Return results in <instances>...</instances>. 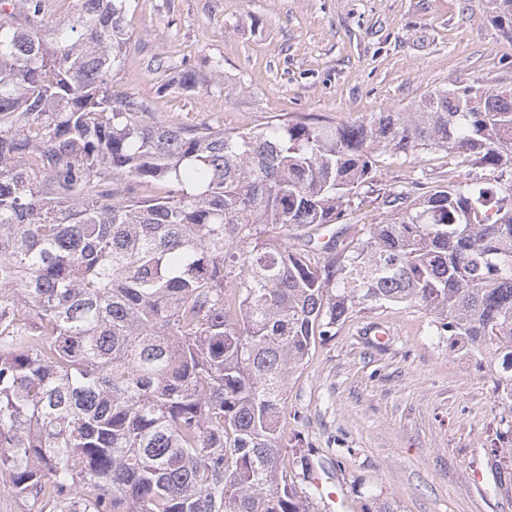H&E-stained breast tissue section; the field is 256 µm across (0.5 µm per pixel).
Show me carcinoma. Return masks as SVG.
Masks as SVG:
<instances>
[{"mask_svg": "<svg viewBox=\"0 0 512 512\" xmlns=\"http://www.w3.org/2000/svg\"><path fill=\"white\" fill-rule=\"evenodd\" d=\"M129 2L0 0V486L22 512H314L288 383L380 310L425 314L512 416V88L186 126L111 85ZM421 149L448 176L379 182ZM369 193L386 217L329 232Z\"/></svg>", "mask_w": 512, "mask_h": 512, "instance_id": "1", "label": "carcinoma"}]
</instances>
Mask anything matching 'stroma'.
I'll use <instances>...</instances> for the list:
<instances>
[{"mask_svg":"<svg viewBox=\"0 0 512 512\" xmlns=\"http://www.w3.org/2000/svg\"><path fill=\"white\" fill-rule=\"evenodd\" d=\"M125 25L116 88L189 125L284 113L356 124L439 88L512 86V16L486 0H132ZM447 169L446 153L422 150L387 160L380 178ZM501 416L488 371L428 335L425 315L390 309L317 343L292 375L285 460L300 490L303 468L333 474L351 512L379 499L398 512H512V461L498 474L489 460Z\"/></svg>","mask_w":512,"mask_h":512,"instance_id":"obj_1","label":"stroma"}]
</instances>
